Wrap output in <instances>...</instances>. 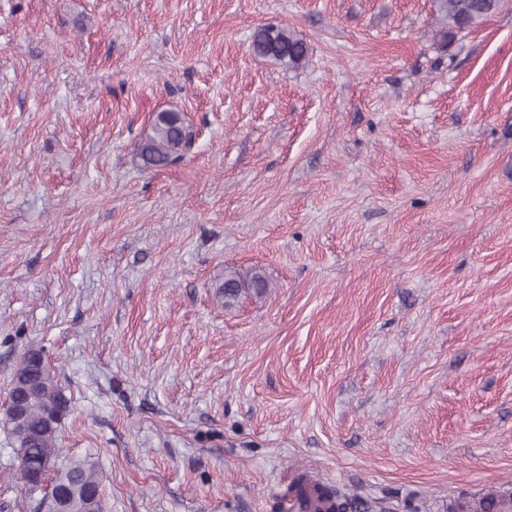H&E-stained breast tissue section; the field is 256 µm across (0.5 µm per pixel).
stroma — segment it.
I'll return each mask as SVG.
<instances>
[{
	"mask_svg": "<svg viewBox=\"0 0 512 512\" xmlns=\"http://www.w3.org/2000/svg\"><path fill=\"white\" fill-rule=\"evenodd\" d=\"M262 25L310 47L250 51ZM0 0V410L55 367L103 512L512 489V0ZM193 132L146 167L156 113ZM263 296L225 305L224 274ZM0 413V512H38ZM502 0H436L444 24L438 31L440 42L448 44L456 34L469 29L497 12ZM252 53L259 58L299 67L309 56V46L303 37L288 27H258L252 36ZM217 294L224 297L225 305H230L239 298L242 292H253L254 295H264L268 288L269 283L264 275L259 272L254 273L249 280H241L233 273L224 274L222 280L216 286ZM320 477L299 473L288 483L287 508L290 512H327L330 503L321 495Z\"/></svg>",
	"mask_w": 512,
	"mask_h": 512,
	"instance_id": "1",
	"label": "stroma"
}]
</instances>
